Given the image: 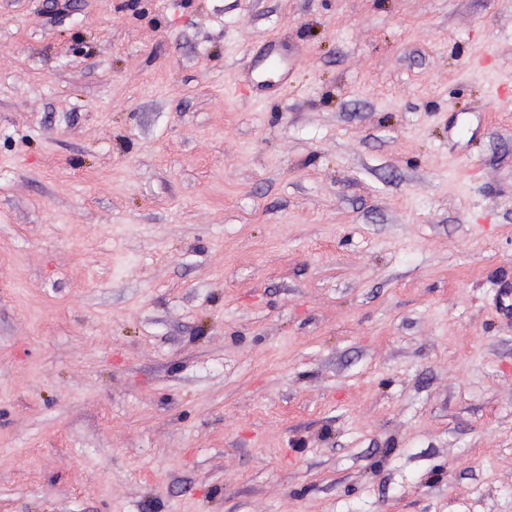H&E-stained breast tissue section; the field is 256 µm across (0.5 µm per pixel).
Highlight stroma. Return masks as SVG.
<instances>
[{"instance_id": "1", "label": "stroma", "mask_w": 512, "mask_h": 512, "mask_svg": "<svg viewBox=\"0 0 512 512\" xmlns=\"http://www.w3.org/2000/svg\"><path fill=\"white\" fill-rule=\"evenodd\" d=\"M512 0H0V512H512Z\"/></svg>"}]
</instances>
